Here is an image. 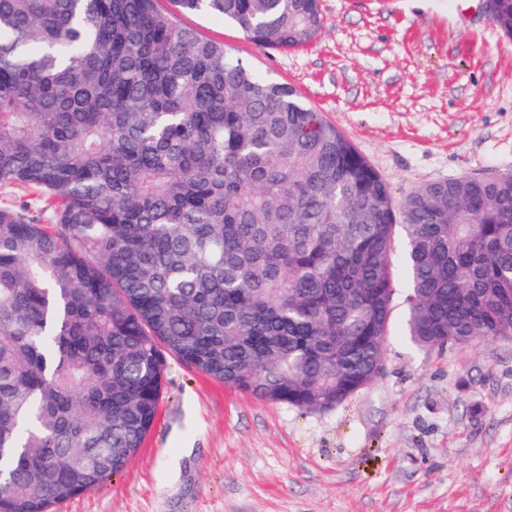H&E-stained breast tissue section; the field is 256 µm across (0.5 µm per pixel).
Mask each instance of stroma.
Returning <instances> with one entry per match:
<instances>
[{
	"label": "stroma",
	"mask_w": 512,
	"mask_h": 512,
	"mask_svg": "<svg viewBox=\"0 0 512 512\" xmlns=\"http://www.w3.org/2000/svg\"><path fill=\"white\" fill-rule=\"evenodd\" d=\"M160 4L295 88L395 200L512 173V37L486 0H319L324 27L296 49ZM395 288L382 371L334 409L260 401L168 359L127 467L51 512H512V340L415 350Z\"/></svg>",
	"instance_id": "obj_1"
}]
</instances>
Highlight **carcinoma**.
<instances>
[{
  "label": "carcinoma",
  "mask_w": 512,
  "mask_h": 512,
  "mask_svg": "<svg viewBox=\"0 0 512 512\" xmlns=\"http://www.w3.org/2000/svg\"><path fill=\"white\" fill-rule=\"evenodd\" d=\"M159 0H0V512L120 473L167 358L326 411L379 374L404 237V336L512 338V178L397 202L292 87ZM290 49L318 0H175ZM512 36V0L495 17Z\"/></svg>",
  "instance_id": "cac0c4a2"
}]
</instances>
